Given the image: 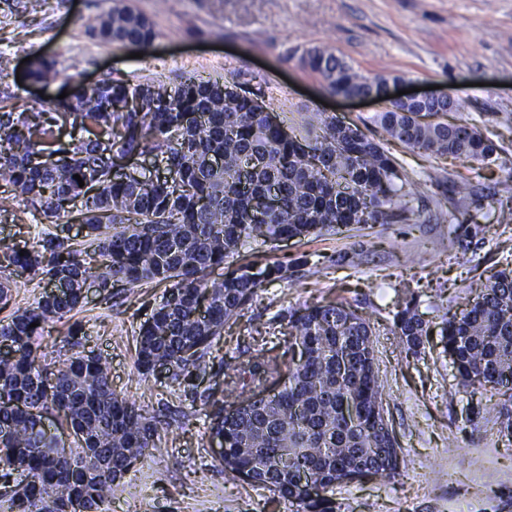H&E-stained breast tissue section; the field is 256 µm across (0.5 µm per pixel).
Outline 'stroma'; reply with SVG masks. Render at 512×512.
Returning <instances> with one entry per match:
<instances>
[{"mask_svg": "<svg viewBox=\"0 0 512 512\" xmlns=\"http://www.w3.org/2000/svg\"><path fill=\"white\" fill-rule=\"evenodd\" d=\"M157 36L142 57L130 47L93 38L89 27L113 0H46L43 12L0 19V51L14 62L39 55L57 61L62 80L96 82L112 76L131 84L160 80L175 86L192 77H223L261 96L289 133L321 120L359 126L405 169L407 205L430 215L424 224L353 225L318 238L269 241L260 263L289 259L287 279L266 285L237 321L224 327L206 373L172 380L163 370L144 375L135 365L134 336L159 304L164 285L138 294L96 289L68 323L81 324L82 348L110 363L113 389L158 417L168 455L137 461L107 503L109 512H290L271 504L256 484L230 483L207 433L213 410L229 405V370L251 361L256 344L282 360L296 355L288 334L294 309L341 301L369 318L386 420L405 460L393 480L337 486L336 512H512V437L499 434L493 390L463 385L445 349L444 312L465 299L478 278L512 270V224L497 221L512 208V0H132ZM328 48L367 76H396L403 89L440 86L461 107L448 123L475 125L498 147L492 162L430 155L388 137L372 118L381 104L328 96L300 59ZM60 83L18 84L0 74V106L38 107ZM460 181L472 197L461 224L439 221ZM56 225L38 217L0 214V240L32 246ZM414 264H407V256ZM413 296L429 323L417 353L392 327L398 299Z\"/></svg>", "mask_w": 512, "mask_h": 512, "instance_id": "stroma-1", "label": "stroma"}]
</instances>
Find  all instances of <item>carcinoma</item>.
<instances>
[{
  "label": "carcinoma",
  "instance_id": "obj_1",
  "mask_svg": "<svg viewBox=\"0 0 512 512\" xmlns=\"http://www.w3.org/2000/svg\"><path fill=\"white\" fill-rule=\"evenodd\" d=\"M93 37L138 48L155 38L144 14L115 0L90 26ZM301 65L327 91L372 95L385 103L373 123L390 138L434 155L485 162L497 146L468 123L424 122L420 114L448 112L439 102L387 97L389 77L365 76L344 58L314 48ZM60 78L57 62L30 60L28 80L47 86ZM107 78L94 89L77 85L41 110L0 112V211L29 213L52 223L83 225V240L50 234L20 249L0 244V310L11 283L63 281L68 292L44 293L36 305L0 318V512H106L112 486L148 452H168L159 421L112 389L108 360L78 349L59 364L42 353L45 326L76 310L86 283L112 299V284L128 290L167 282L151 317L136 337L135 362L149 374L165 364L175 381L207 371L212 343L224 324L241 316L266 281L287 278L288 263L255 273L242 265L221 279L209 272L258 241L338 233L353 224L426 222L397 206L403 167L358 126L325 119L314 138L283 137L265 106L223 78H188L174 87ZM72 129L90 123L101 137L71 135L52 146L58 120ZM151 160L133 175H112L116 161ZM80 175L84 186L74 179ZM273 195L276 206L259 214L253 201ZM476 298L445 319L448 355L466 386L511 391L498 405L499 432L512 435V273L498 271L473 284ZM39 326L34 327L32 323ZM393 325L409 351L428 333L427 322L406 300ZM289 335L300 357L288 362V385L275 399L240 409L229 420L219 409L208 436L224 439V478L267 488L293 512H335L328 493L348 472L365 478L400 475L396 441L383 433V391L375 367L369 321L338 303L308 306L289 316ZM279 372L272 360L252 361L240 373L261 382ZM353 405L356 422L341 408ZM47 419L68 431L46 436ZM318 476L311 497L294 482V469Z\"/></svg>",
  "mask_w": 512,
  "mask_h": 512
}]
</instances>
